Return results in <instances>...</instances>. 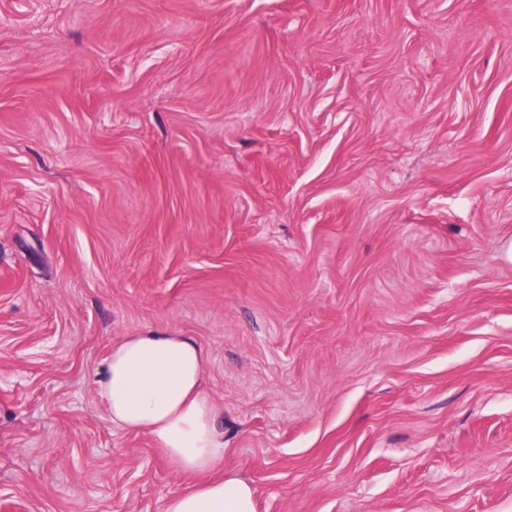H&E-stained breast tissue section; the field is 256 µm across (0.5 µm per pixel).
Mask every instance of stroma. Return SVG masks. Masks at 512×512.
Returning a JSON list of instances; mask_svg holds the SVG:
<instances>
[{"mask_svg": "<svg viewBox=\"0 0 512 512\" xmlns=\"http://www.w3.org/2000/svg\"><path fill=\"white\" fill-rule=\"evenodd\" d=\"M146 328L258 512H512V0H0V512L186 487ZM206 363L194 338L144 329L112 342L96 390L112 426L148 434L193 479L162 512H257L253 487L224 470V404L203 386Z\"/></svg>", "mask_w": 512, "mask_h": 512, "instance_id": "1", "label": "stroma"}]
</instances>
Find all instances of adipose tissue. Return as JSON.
<instances>
[{"label":"adipose tissue","instance_id":"1","mask_svg":"<svg viewBox=\"0 0 512 512\" xmlns=\"http://www.w3.org/2000/svg\"><path fill=\"white\" fill-rule=\"evenodd\" d=\"M206 363L194 338L144 329L113 341L96 390L114 427L148 434L190 477L163 512H257L253 487L224 468V406L203 386Z\"/></svg>","mask_w":512,"mask_h":512}]
</instances>
